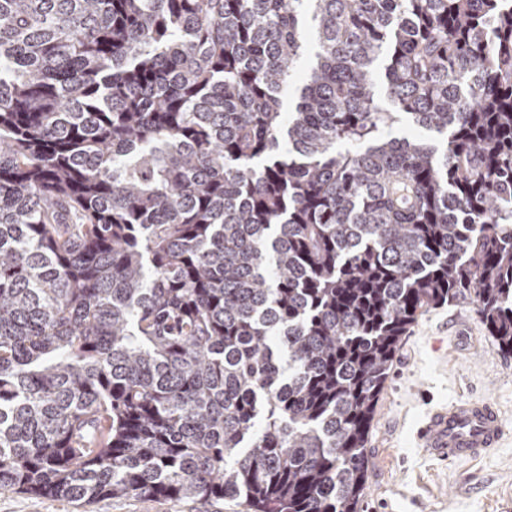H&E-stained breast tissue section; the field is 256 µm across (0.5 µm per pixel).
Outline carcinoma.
I'll return each mask as SVG.
<instances>
[{
	"label": "carcinoma",
	"instance_id": "cac0c4a2",
	"mask_svg": "<svg viewBox=\"0 0 512 512\" xmlns=\"http://www.w3.org/2000/svg\"><path fill=\"white\" fill-rule=\"evenodd\" d=\"M461 302L512 353V0H0L1 490L358 512Z\"/></svg>",
	"mask_w": 512,
	"mask_h": 512
}]
</instances>
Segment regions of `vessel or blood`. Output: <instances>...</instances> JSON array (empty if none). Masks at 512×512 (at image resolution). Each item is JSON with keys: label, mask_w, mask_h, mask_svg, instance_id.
Listing matches in <instances>:
<instances>
[{"label": "vessel or blood", "mask_w": 512, "mask_h": 512, "mask_svg": "<svg viewBox=\"0 0 512 512\" xmlns=\"http://www.w3.org/2000/svg\"><path fill=\"white\" fill-rule=\"evenodd\" d=\"M506 428L498 408L462 398L432 412L419 431L422 448L446 461L475 460L499 448Z\"/></svg>", "instance_id": "vessel-or-blood-1"}]
</instances>
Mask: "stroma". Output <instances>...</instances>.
Segmentation results:
<instances>
[{"mask_svg":"<svg viewBox=\"0 0 512 512\" xmlns=\"http://www.w3.org/2000/svg\"><path fill=\"white\" fill-rule=\"evenodd\" d=\"M481 396L512 430V354L499 349L476 313L427 306L398 342L368 435L372 466L361 512H512V438L482 459L444 463L417 447L414 431L432 407ZM0 512H241L232 502L114 497L88 506L0 490Z\"/></svg>","mask_w":512,"mask_h":512,"instance_id":"stroma-1","label":"stroma"}]
</instances>
